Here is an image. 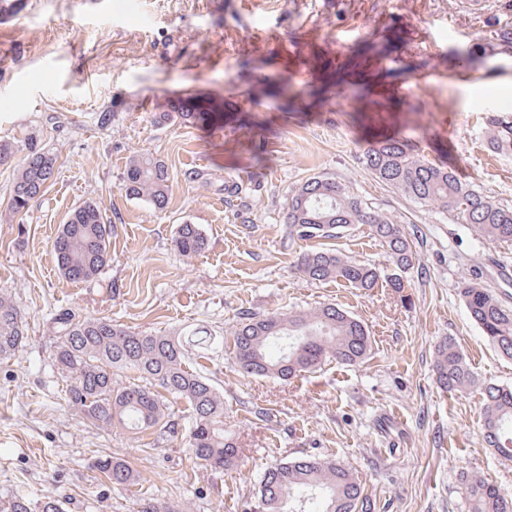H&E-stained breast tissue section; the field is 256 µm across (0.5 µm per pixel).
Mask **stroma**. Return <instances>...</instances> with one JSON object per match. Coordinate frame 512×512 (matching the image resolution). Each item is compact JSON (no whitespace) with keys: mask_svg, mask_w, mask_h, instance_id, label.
<instances>
[{"mask_svg":"<svg viewBox=\"0 0 512 512\" xmlns=\"http://www.w3.org/2000/svg\"><path fill=\"white\" fill-rule=\"evenodd\" d=\"M0 0V142L17 156L36 144L57 159L44 196L9 209L15 162L0 165V293L11 295L29 339L0 361V498L52 495L65 512H132L135 500L188 504L190 512H249L265 468L304 455L352 468L374 512H469L465 478L479 473L512 494V462L487 448L479 389L442 391L437 343L455 339L479 381L512 387L502 357L469 318L461 280L482 275L512 307V245L376 183L358 160L391 136L429 162L512 204V156L487 147V119L512 121V0ZM277 39L266 50L263 37ZM189 96L223 111L158 112ZM112 123L100 128L99 113ZM170 172L156 210L122 190L133 155ZM351 185L404 218L420 265L398 270L365 224L332 248L374 265L376 288L309 283L295 270L299 240L281 222L289 191L312 176ZM247 186L249 209L224 202L225 183ZM96 202L113 225L109 265L91 282L60 276L53 242L69 212ZM197 225L207 246L187 257L176 228ZM401 277L404 294L390 286ZM335 303L366 324L365 362L322 365L288 381L239 372L232 350L206 373L224 395L236 467L215 472L177 432L133 435L97 428L67 403L52 362L51 317H108L134 330L220 336L247 313ZM120 455L134 487L101 481L92 464Z\"/></svg>","mask_w":512,"mask_h":512,"instance_id":"1","label":"stroma"}]
</instances>
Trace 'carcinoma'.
Returning a JSON list of instances; mask_svg holds the SVG:
<instances>
[{"instance_id": "carcinoma-1", "label": "carcinoma", "mask_w": 512, "mask_h": 512, "mask_svg": "<svg viewBox=\"0 0 512 512\" xmlns=\"http://www.w3.org/2000/svg\"><path fill=\"white\" fill-rule=\"evenodd\" d=\"M222 112L224 105L210 99L206 106L192 100L171 106V112L189 116L197 109ZM490 150L512 155V122L490 120ZM359 161L375 181L411 202L437 210L467 225L478 238L512 244V205L461 181L447 167L434 165L407 152L393 139L369 142ZM56 159L32 145L10 189V208L29 211L54 176ZM170 173L161 158L149 153L132 156L123 173L122 189L144 198L162 211L168 202ZM282 223L301 240L335 239L354 224H367L403 271L420 262L408 229L379 204L334 177H311L288 193ZM112 224L94 202L75 207L54 242L57 268L69 282L96 278L111 258ZM175 249L194 256L206 248L195 224H180L173 237ZM295 270L309 282L341 281L371 290L380 271L352 260L335 249L308 250L299 255ZM472 321L502 356L512 359V308L505 305L479 277L465 279L459 288ZM57 341L53 361L67 382L68 404L95 426L119 427L143 433L161 424L172 427L168 398L187 407L191 426L188 444L205 467L224 470L238 460L236 442L224 429V395L213 380L190 360H210L224 352V341L204 330L189 336L132 331L106 318H79L65 311L53 318ZM26 324L12 298L0 294V360L19 351ZM232 346L241 371L255 377L289 380L326 362L353 365L363 361L371 347L370 332L360 320L336 304L312 311L267 315L246 314L232 332ZM137 374L140 383L124 384L117 375ZM437 384L448 391L476 385L474 372L451 338L435 352ZM484 407L482 430L487 447L512 462V389L481 386ZM105 481L117 488L137 484L139 473L124 458L105 454L94 463ZM470 512H512V497L481 476L466 477ZM0 512H63L61 503L42 497L36 507L24 496L0 503ZM134 512H187L181 503L139 500ZM254 512H372L354 472L336 461L298 457L268 466L260 480Z\"/></svg>"}]
</instances>
